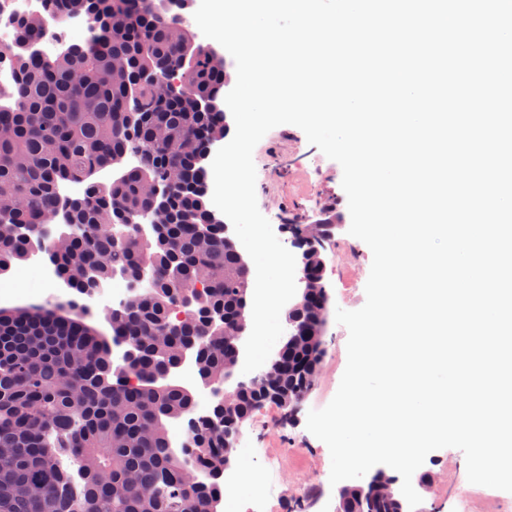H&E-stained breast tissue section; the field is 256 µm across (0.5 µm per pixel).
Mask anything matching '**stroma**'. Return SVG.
<instances>
[{"instance_id":"35a3bbf8","label":"stroma","mask_w":512,"mask_h":512,"mask_svg":"<svg viewBox=\"0 0 512 512\" xmlns=\"http://www.w3.org/2000/svg\"><path fill=\"white\" fill-rule=\"evenodd\" d=\"M253 161L256 168V197L261 212L276 216L278 225L288 222L289 213L304 203L310 191H317L319 206L312 220L322 219L329 203L341 188L342 168L316 146L311 145L297 126L284 124L271 129L255 146ZM362 272L356 288L345 282L346 262L336 250L326 251L324 278L330 315L324 331V350L317 379L293 419H285L282 410L265 405L256 418L247 419L240 436L253 447L262 449L248 473L251 477L245 489L227 484L225 496L236 503L250 504L251 494L258 485L274 486L279 494L276 512H287L289 505L302 503L305 512H336L338 487L329 483L331 457L327 445L306 428L310 410L325 407L334 397L347 364L346 327L337 323L334 313L342 308L360 309L365 301L366 276L372 264V252L361 246ZM281 459L280 470H271L265 456ZM431 484L418 487L422 498L416 512H500L497 489L475 485L468 481L463 452L443 448L431 452L423 466Z\"/></svg>"}]
</instances>
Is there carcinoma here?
Masks as SVG:
<instances>
[{
	"mask_svg": "<svg viewBox=\"0 0 512 512\" xmlns=\"http://www.w3.org/2000/svg\"><path fill=\"white\" fill-rule=\"evenodd\" d=\"M46 2L47 17L17 21L7 48L18 78L0 90L13 100L0 107V276L32 246L77 295L116 267L133 282L144 266L154 275L109 317V338L75 299L0 307V512H217L234 420L268 403L292 406L316 380L323 258L300 270L318 287L278 367L217 400L173 447L168 424L196 400L173 374L190 355L198 383L224 381L240 359L231 330L247 329L250 268L210 209L205 167L224 139L232 74L181 23L193 0ZM75 16L89 37L46 53L48 21ZM163 80L181 93L160 96ZM130 152L143 162L110 183L89 181ZM171 171L180 187L154 193ZM70 180L87 188L65 201L59 185ZM148 217L156 221L141 224ZM183 294L191 314L174 321ZM186 470L197 475L192 486ZM361 497L352 489L339 512H359Z\"/></svg>",
	"mask_w": 512,
	"mask_h": 512,
	"instance_id": "1",
	"label": "carcinoma"
}]
</instances>
